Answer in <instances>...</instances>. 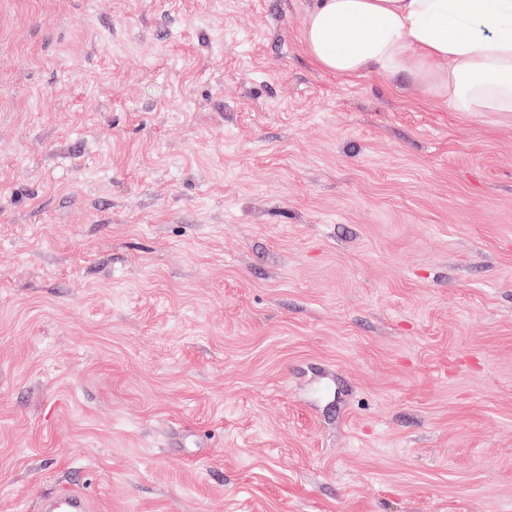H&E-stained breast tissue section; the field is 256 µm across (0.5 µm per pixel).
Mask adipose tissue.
Returning a JSON list of instances; mask_svg holds the SVG:
<instances>
[{
    "mask_svg": "<svg viewBox=\"0 0 512 512\" xmlns=\"http://www.w3.org/2000/svg\"><path fill=\"white\" fill-rule=\"evenodd\" d=\"M323 70L404 78L455 112H512V0H311Z\"/></svg>",
    "mask_w": 512,
    "mask_h": 512,
    "instance_id": "1",
    "label": "adipose tissue"
}]
</instances>
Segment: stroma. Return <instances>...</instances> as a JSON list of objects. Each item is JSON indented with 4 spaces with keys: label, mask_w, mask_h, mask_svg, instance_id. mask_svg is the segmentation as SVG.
Listing matches in <instances>:
<instances>
[{
    "label": "stroma",
    "mask_w": 512,
    "mask_h": 512,
    "mask_svg": "<svg viewBox=\"0 0 512 512\" xmlns=\"http://www.w3.org/2000/svg\"><path fill=\"white\" fill-rule=\"evenodd\" d=\"M308 2L0 0V512H512V114ZM86 505V498L81 493L71 491L52 497L49 507L54 512H85Z\"/></svg>",
    "instance_id": "1"
}]
</instances>
